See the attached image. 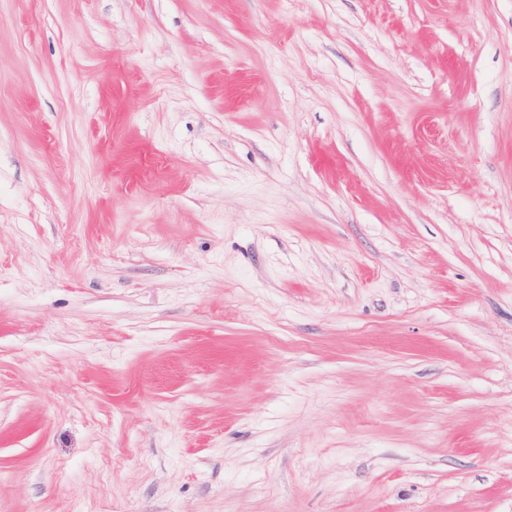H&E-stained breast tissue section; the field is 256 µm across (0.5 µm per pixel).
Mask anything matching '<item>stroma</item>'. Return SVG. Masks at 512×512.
<instances>
[{"label":"stroma","instance_id":"obj_1","mask_svg":"<svg viewBox=\"0 0 512 512\" xmlns=\"http://www.w3.org/2000/svg\"><path fill=\"white\" fill-rule=\"evenodd\" d=\"M0 512H512V0H0Z\"/></svg>","mask_w":512,"mask_h":512}]
</instances>
